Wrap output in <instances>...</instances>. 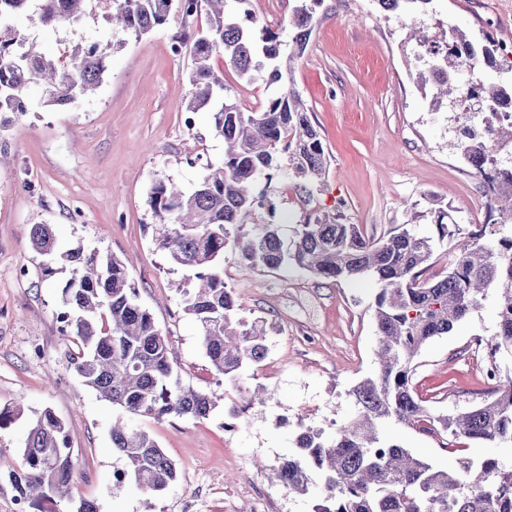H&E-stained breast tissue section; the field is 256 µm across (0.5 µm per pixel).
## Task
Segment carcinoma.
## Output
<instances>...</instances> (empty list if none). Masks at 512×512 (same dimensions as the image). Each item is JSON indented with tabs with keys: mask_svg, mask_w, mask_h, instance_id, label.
<instances>
[{
	"mask_svg": "<svg viewBox=\"0 0 512 512\" xmlns=\"http://www.w3.org/2000/svg\"><path fill=\"white\" fill-rule=\"evenodd\" d=\"M30 0H0V127L8 114L31 108L27 91L43 88L45 106H65L93 92L104 79L114 50L126 38H140L162 25L172 8L192 15L205 11L207 28L194 42L187 112L214 104V126L224 139V159L208 166L195 189L186 193L160 180L150 190V207L158 218L157 246L171 261L194 271L192 287L181 286L185 313L199 325L203 348L213 370L237 382L247 364H258L269 351L267 330L237 318L238 304L224 286V252L238 251L247 269L279 270L292 263L309 273L335 281L371 275L382 285L376 296L379 371L348 390L357 414L334 434L305 427L295 437V454L275 472L290 492L310 491V473L324 478L323 503L316 512H512V466L491 454L479 464L459 458L446 470H436L408 449L379 436L377 426L394 419L410 428L427 424L434 431L463 436L491 448L512 447V382L487 400L456 414H432L412 385L414 361L432 339L451 332L478 305V297L496 292L498 331L493 354H512V235L484 240L485 229L470 233L457 245V254L444 272L424 277L436 244L454 233L437 216L438 237L401 226L373 239L354 224L332 218L306 219L285 243L277 224L243 231L255 209L258 179H273L279 155H288L293 176L306 189L322 181L326 156L320 136L290 89L272 98L262 112H244L224 100L223 74L212 58L223 53L241 77L266 73L271 82L282 74L278 36L256 37L233 16L227 0H38V20L44 25L77 23L97 7L118 30L119 39L105 44L77 43L68 61L42 53L12 23ZM386 11L428 12L433 0H378ZM313 12L294 10L292 50L288 61L303 55ZM418 41L436 63L429 78L440 95L453 98L457 75L466 66L495 69L501 47L477 45L457 27L437 41L430 28L418 31ZM470 98L479 109H512V83H476ZM512 144V124L498 131L497 143H487L476 129L455 137L454 146L481 179L488 213L501 223L512 220V166L497 158ZM33 248L54 250L48 224L30 231ZM72 278L63 289L60 320L68 335L80 343L70 365L82 382L122 413L151 417L206 419L215 408L205 393L183 384L174 372L168 339L152 313L138 302L128 267L120 259L97 251L74 250L65 255ZM112 445L125 459L119 481H132L147 492H162L177 479L175 464L146 431L121 419L112 425ZM24 469L13 483L24 499L34 502L53 495L68 497L74 468L64 422L50 409L36 414L23 448Z\"/></svg>",
	"mask_w": 512,
	"mask_h": 512,
	"instance_id": "carcinoma-1",
	"label": "carcinoma"
}]
</instances>
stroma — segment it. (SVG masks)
Returning a JSON list of instances; mask_svg holds the SVG:
<instances>
[{"label":"stroma","instance_id":"stroma-1","mask_svg":"<svg viewBox=\"0 0 512 512\" xmlns=\"http://www.w3.org/2000/svg\"><path fill=\"white\" fill-rule=\"evenodd\" d=\"M301 2L254 0L256 16L245 25L290 41ZM313 12L310 40L288 80H249L214 59L226 100L243 111H263L294 88L328 156L325 177L310 190L296 188L284 170L258 181L272 206L256 209L254 223L278 224L288 238L304 219L335 214L377 238L403 224L432 232L441 209L463 237L486 223L479 180L452 147L448 106H433L432 86L418 79L431 58L414 34L438 23L461 27L482 45L491 39L512 46V0H434L426 16H400L377 0H320ZM14 24L54 58L76 43L112 36L98 10L74 25L44 26L31 8ZM205 26V14L172 9L163 25L113 54L94 92L56 109L43 106L41 87L32 86L31 111L0 129V408L20 412L0 428V512H74L83 501L96 512H142L148 503L153 512H314L324 491L320 475L302 496L277 482L273 470L293 454L300 427L325 431L330 420L349 417L348 389L376 372V280L333 281L293 265L273 273L245 270L237 253L227 251L224 282L238 315L264 324L270 339L267 358L243 375L246 387L264 388V404L238 418L235 431L224 429L229 407L245 405L246 387L219 379L210 366L177 289L187 272L155 247L157 219L147 204L155 180L188 191L224 158L212 110L184 112L193 40ZM35 224L51 225L59 250L80 246L128 260L139 300L168 337L183 384L217 398L203 420L129 417L176 464L178 479L162 492L116 481L125 467L112 448L118 411L70 366L75 344L61 336L57 315L71 268L32 248ZM497 322L491 292L449 334L423 347L413 383L433 412L480 404L512 381L511 355H498L492 380L486 374L492 362L471 350L473 337L493 339ZM46 408L66 425L74 473L70 499L37 508L21 502L11 476L24 467L31 420ZM384 434L436 469L488 452L486 445L395 421Z\"/></svg>","mask_w":512,"mask_h":512}]
</instances>
